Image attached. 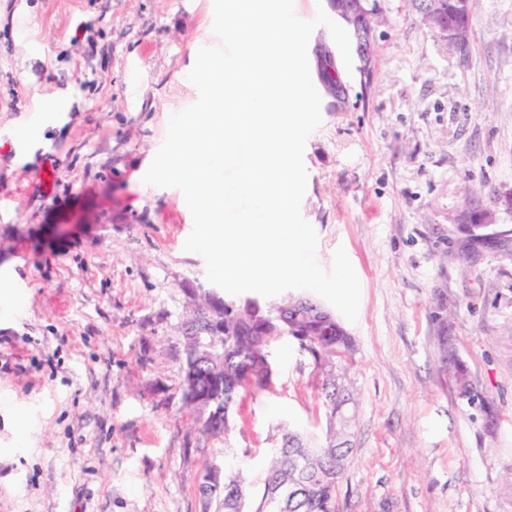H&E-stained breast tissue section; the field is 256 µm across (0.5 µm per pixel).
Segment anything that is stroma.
I'll return each instance as SVG.
<instances>
[{"label": "stroma", "instance_id": "obj_1", "mask_svg": "<svg viewBox=\"0 0 512 512\" xmlns=\"http://www.w3.org/2000/svg\"><path fill=\"white\" fill-rule=\"evenodd\" d=\"M379 5L370 73L327 28L307 49L346 93L321 97L301 214L320 266L344 247L361 284L337 504L512 512V244L464 230L475 206L512 228V0H476L464 56L408 0ZM212 24L213 0H0V512H214L203 462L257 500L283 428L325 442L322 376L292 341L224 436L182 406L179 323L206 265L181 191L142 177L198 99Z\"/></svg>", "mask_w": 512, "mask_h": 512}]
</instances>
